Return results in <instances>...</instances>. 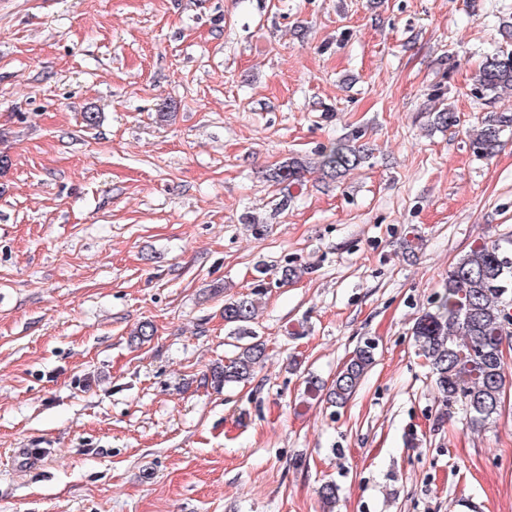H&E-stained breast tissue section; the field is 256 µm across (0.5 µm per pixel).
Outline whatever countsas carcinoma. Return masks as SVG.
Returning a JSON list of instances; mask_svg holds the SVG:
<instances>
[{"instance_id":"1","label":"carcinoma","mask_w":512,"mask_h":512,"mask_svg":"<svg viewBox=\"0 0 512 512\" xmlns=\"http://www.w3.org/2000/svg\"><path fill=\"white\" fill-rule=\"evenodd\" d=\"M498 91L512 92V53L503 50L486 56L474 83L479 97ZM510 126L512 115L485 122L473 130L474 148L486 155L494 153ZM363 159L354 146L338 141L321 150L315 168L339 179ZM306 171L305 161L290 158L265 176L281 184L301 180ZM510 246L511 238L475 244L455 263L434 308L414 326L418 355L424 358L438 391L469 414L473 428L499 415L505 381L512 375V366L504 367L499 357L503 345L512 339V260L506 255ZM255 312L251 294L227 300L224 325L240 336L247 335ZM375 350L371 341L357 346L329 389L332 403L342 406L353 396L375 361ZM264 354L261 342L244 345L235 357L211 370L212 383L219 386L250 380Z\"/></svg>"}]
</instances>
